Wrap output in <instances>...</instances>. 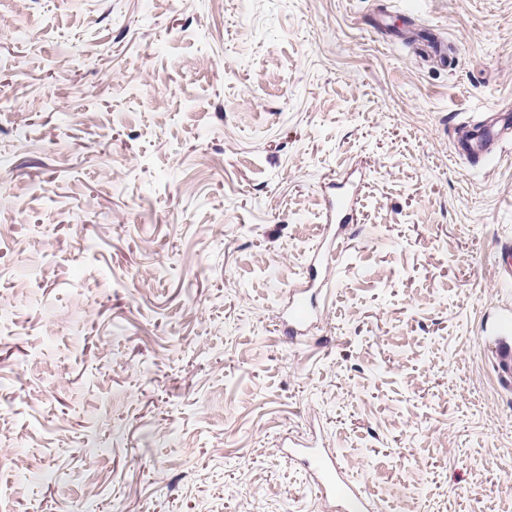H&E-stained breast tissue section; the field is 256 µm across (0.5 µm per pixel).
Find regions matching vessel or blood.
I'll list each match as a JSON object with an SVG mask.
<instances>
[{
  "label": "vessel or blood",
  "mask_w": 512,
  "mask_h": 512,
  "mask_svg": "<svg viewBox=\"0 0 512 512\" xmlns=\"http://www.w3.org/2000/svg\"><path fill=\"white\" fill-rule=\"evenodd\" d=\"M512 130V114L495 112L483 124L475 126L463 138L457 140L455 151L472 161L487 156L493 146ZM353 192L345 190L330 202L324 226V246L311 252L306 272L316 278L319 268L330 267L338 262L345 250L344 230L352 221ZM316 316L313 297L306 290L290 293L284 312L283 325L289 338L303 337ZM490 335L498 343L497 365L501 377L512 379V314L496 315L489 327ZM289 456L300 459L312 476L318 490L333 502L336 512H373L372 499L361 484L350 481L344 474L334 452L309 445H290Z\"/></svg>",
  "instance_id": "1"
}]
</instances>
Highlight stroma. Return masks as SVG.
<instances>
[{"instance_id": "stroma-1", "label": "stroma", "mask_w": 512, "mask_h": 512, "mask_svg": "<svg viewBox=\"0 0 512 512\" xmlns=\"http://www.w3.org/2000/svg\"><path fill=\"white\" fill-rule=\"evenodd\" d=\"M512 0H0V512H512L487 316ZM362 173L308 336L279 310ZM512 127V116L508 112H493L482 125H476L463 138L457 140L454 148L460 156L473 162L485 158L493 146ZM288 447L289 457L303 462L322 496L334 503L336 512L375 511L373 499L366 495L362 484L345 476L334 452L309 445L289 444Z\"/></svg>"}]
</instances>
